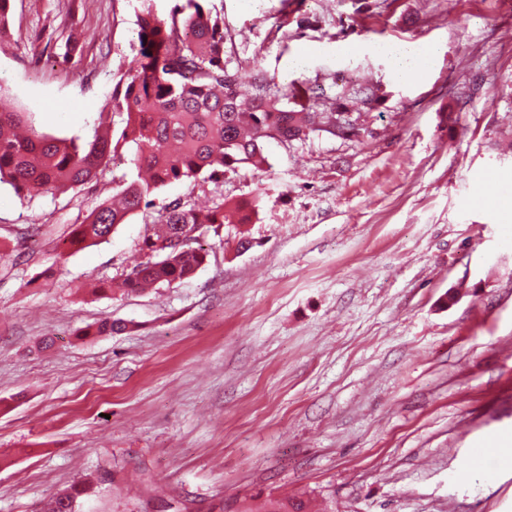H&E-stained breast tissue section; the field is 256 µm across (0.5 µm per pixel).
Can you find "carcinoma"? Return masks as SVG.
<instances>
[{
  "mask_svg": "<svg viewBox=\"0 0 512 512\" xmlns=\"http://www.w3.org/2000/svg\"><path fill=\"white\" fill-rule=\"evenodd\" d=\"M206 0H178L161 15L155 0H137V54L115 75L112 115L120 127L103 124L98 114L92 135H63L36 126L32 112L0 109V184L19 199L84 186L104 170L118 151H131L133 172L118 185V203L105 201L71 231L68 242L82 248L108 240L119 225L151 205L163 187L203 177L219 181L244 167L267 165L265 145L311 135L351 139L362 130V113L339 103L329 112L307 105L290 109L283 96L263 83L246 93L239 75L224 62V18ZM249 216L223 202L201 210L180 198L167 204L147 226L140 244L145 260L132 267L120 291L170 286L192 276L207 253L194 246L206 233ZM128 325L103 319L81 330L83 336L112 334ZM86 489L66 488L48 500L43 512H81ZM208 512H312L304 496L261 492L221 498Z\"/></svg>",
  "mask_w": 512,
  "mask_h": 512,
  "instance_id": "1",
  "label": "carcinoma"
}]
</instances>
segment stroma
<instances>
[{"label":"stroma","instance_id":"1","mask_svg":"<svg viewBox=\"0 0 512 512\" xmlns=\"http://www.w3.org/2000/svg\"><path fill=\"white\" fill-rule=\"evenodd\" d=\"M134 3L10 0L0 104L86 132L137 53ZM208 5L245 83L316 89L321 111L362 110L363 87L380 99L359 138L270 144L263 170L167 186L82 250L62 241L126 162L30 203L0 184V512H40L91 475L82 512H207L258 491L512 512V0ZM394 40L435 47L426 73L397 79L369 50ZM177 198L260 208L209 235L188 279L91 292ZM105 318L131 328L83 335Z\"/></svg>","mask_w":512,"mask_h":512}]
</instances>
